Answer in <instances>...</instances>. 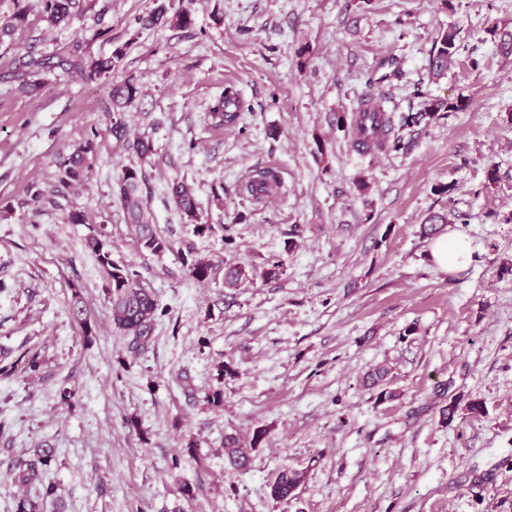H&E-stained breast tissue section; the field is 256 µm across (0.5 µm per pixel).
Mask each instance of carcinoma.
Wrapping results in <instances>:
<instances>
[{
    "mask_svg": "<svg viewBox=\"0 0 512 512\" xmlns=\"http://www.w3.org/2000/svg\"><path fill=\"white\" fill-rule=\"evenodd\" d=\"M43 4L47 21L55 26L69 24L88 9L87 0H43ZM192 24V13L184 5L183 0H154V7L147 14L134 19L131 42H136L146 30L161 26L189 28ZM26 25L27 10L23 0H13L12 12L3 18L0 17V42L12 38ZM458 50L456 32L447 30L440 33L429 51L430 70L436 75L443 74L448 58ZM125 55L126 47L120 46L107 57H96L77 43L69 50L66 74L84 84L105 80L110 82L108 100L104 104V111L108 112L110 117V125L106 133L121 142L124 150L136 158L134 163L121 167L116 174L112 188L113 196L122 209L125 222L129 224L140 249L158 254L168 250L170 244L158 234L153 216L142 193V186L147 181L146 164L152 161L155 146L147 136H129L126 122L127 110L142 99V89L130 76L120 80L114 79V74L120 70ZM26 67L28 71L24 87L34 91L41 86L40 75L44 69L51 67V62L47 58L33 57L26 62ZM443 109H445L443 101L431 99L425 103L423 111L410 113L404 117V124L415 125L427 115ZM240 112L239 98L236 96L230 98L222 94L212 107L211 117L219 126L233 125L238 122ZM382 122L381 117L367 112L363 107L354 117L353 129L362 135L366 127L377 126ZM99 138H101V132L93 128L83 141L74 145L63 165L60 194L65 195L67 191L85 185L87 173L98 160ZM277 184V175L267 170L256 174L247 184V190L259 199L271 192ZM170 193L175 208L187 223L193 225L195 235L205 236L214 233L213 225L201 222L199 203L187 184L182 181L173 183ZM86 247L97 259L110 301L109 320L113 328L129 339L131 348L137 351L146 349L159 317V301L152 292L141 286L140 274L137 270L112 259L111 244L102 232L90 235L86 240ZM182 263L189 277L198 283L209 282L215 273L212 263L198 256L191 248L183 252ZM249 274L251 271L243 266H229L224 268V281L228 285L238 286L248 280ZM80 303V293L76 291L71 302V316L79 324L83 335L88 337L91 335L92 327ZM16 364L30 375L39 373L42 368V361L36 353L20 355ZM263 435L264 432L259 430L247 443L235 435L225 436L224 449L230 464L239 469L248 468L251 463L250 450L258 445ZM53 456L54 449L41 448L35 458L22 460L17 465V478L21 483H41L39 497L43 500L54 499L58 495L57 485L42 482V474L50 465ZM302 480L303 474L296 470L279 472L270 486L271 498L277 502L288 501Z\"/></svg>",
    "mask_w": 512,
    "mask_h": 512,
    "instance_id": "1",
    "label": "carcinoma"
}]
</instances>
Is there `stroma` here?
Instances as JSON below:
<instances>
[{
    "label": "stroma",
    "instance_id": "obj_1",
    "mask_svg": "<svg viewBox=\"0 0 512 512\" xmlns=\"http://www.w3.org/2000/svg\"><path fill=\"white\" fill-rule=\"evenodd\" d=\"M25 2V31L0 43V512L35 497L15 465L47 447L59 495L42 512H512V52L500 35L512 0H193L190 29L135 41L130 23L153 0H89L66 27ZM448 29L458 51L434 78L427 54ZM79 41L96 56L125 46L119 74L145 92L131 125L156 149L148 196L163 254L136 247L112 198L131 158L105 134L108 83L64 71ZM33 56L53 69L31 94ZM228 91L241 117L218 127L211 108ZM429 98L448 111L404 125ZM366 99L400 151L356 150ZM93 128L95 169L59 196L69 150ZM267 168L279 186L259 203L244 181ZM181 179L214 234L195 236L174 207ZM73 207L85 223L68 222ZM433 213L448 218L438 233L469 244L455 272L430 257ZM93 228L164 309L147 350L108 318L85 247ZM190 245L220 267L207 284L181 263ZM272 257L279 278L225 286L222 265ZM76 290L96 323L88 338L70 315ZM28 350L43 360L34 376L13 366ZM382 364L389 401L363 382ZM219 387L224 405L210 408L204 394ZM259 429L248 469L230 466L225 436ZM177 457L194 500L172 477ZM285 469L304 479L279 503L269 485Z\"/></svg>",
    "mask_w": 512,
    "mask_h": 512
}]
</instances>
